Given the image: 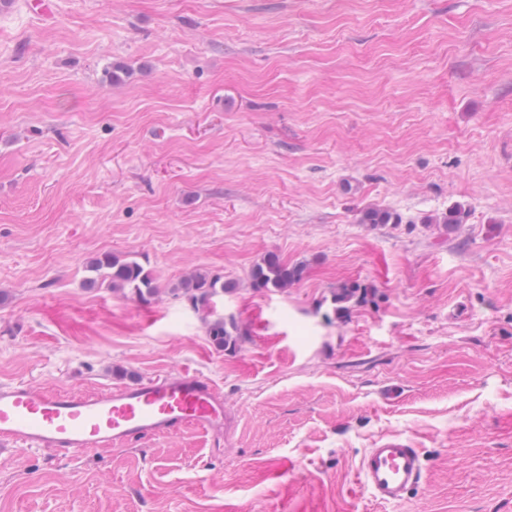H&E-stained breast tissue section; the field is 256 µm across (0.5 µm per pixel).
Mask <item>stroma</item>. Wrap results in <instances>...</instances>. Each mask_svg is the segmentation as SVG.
Returning a JSON list of instances; mask_svg holds the SVG:
<instances>
[{"instance_id":"35a3bbf8","label":"stroma","mask_w":512,"mask_h":512,"mask_svg":"<svg viewBox=\"0 0 512 512\" xmlns=\"http://www.w3.org/2000/svg\"><path fill=\"white\" fill-rule=\"evenodd\" d=\"M30 2L0 0V383L195 373L224 426L0 442V512H512V0ZM106 252L159 297L86 287ZM268 253L306 277L255 290ZM198 271L235 350L173 290ZM393 435L428 475L380 505L356 466ZM362 224H398L401 216L396 211L379 206H368L361 211ZM207 332L212 344L219 350L236 348L240 342L241 332L233 322L226 323L224 319L207 322Z\"/></svg>"}]
</instances>
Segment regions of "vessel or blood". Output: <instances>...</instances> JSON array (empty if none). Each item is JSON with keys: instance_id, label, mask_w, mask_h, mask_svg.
Wrapping results in <instances>:
<instances>
[{"instance_id": "obj_1", "label": "vessel or blood", "mask_w": 512, "mask_h": 512, "mask_svg": "<svg viewBox=\"0 0 512 512\" xmlns=\"http://www.w3.org/2000/svg\"><path fill=\"white\" fill-rule=\"evenodd\" d=\"M224 422V398L187 373L77 394L28 383L0 384V441L20 450L50 448L77 458L92 448L171 435L210 433ZM357 471L372 498L399 504L425 479L420 449L395 436L360 456Z\"/></svg>"}]
</instances>
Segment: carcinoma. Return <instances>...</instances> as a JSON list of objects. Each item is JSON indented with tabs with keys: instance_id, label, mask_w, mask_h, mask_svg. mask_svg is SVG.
<instances>
[{
	"instance_id": "obj_1",
	"label": "carcinoma",
	"mask_w": 512,
	"mask_h": 512,
	"mask_svg": "<svg viewBox=\"0 0 512 512\" xmlns=\"http://www.w3.org/2000/svg\"><path fill=\"white\" fill-rule=\"evenodd\" d=\"M466 210L454 205L442 216L432 220L448 230L455 229L464 223ZM362 224H399L401 216L396 211L379 206H368L361 211ZM94 276L88 279L92 288H110L131 298L148 301L160 293V286L153 272L130 257L103 254L95 258L89 265ZM304 267L290 265L278 256H270L255 264L250 273V282L254 288L281 291L293 286L303 275ZM224 276L210 272H198L183 279L178 290L199 310L207 311L212 298L224 292ZM335 301L347 303L351 300L364 301L369 296V287L358 283H344L336 287ZM208 336L212 344L219 350L237 347L241 332L232 322L222 319L207 322Z\"/></svg>"
}]
</instances>
